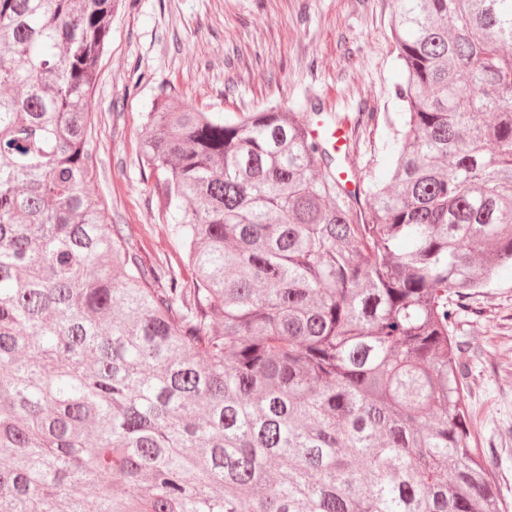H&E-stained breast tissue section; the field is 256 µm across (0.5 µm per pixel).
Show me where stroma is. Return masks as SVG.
I'll use <instances>...</instances> for the list:
<instances>
[{"label": "stroma", "mask_w": 512, "mask_h": 512, "mask_svg": "<svg viewBox=\"0 0 512 512\" xmlns=\"http://www.w3.org/2000/svg\"><path fill=\"white\" fill-rule=\"evenodd\" d=\"M394 0H134L112 20L92 91L91 191L138 253L177 265L180 249L143 168L142 114L160 90L204 112L276 103L320 110L348 129L352 166L382 171L388 116L399 110ZM453 336L466 348L478 438L512 508V272L454 297Z\"/></svg>", "instance_id": "35a3bbf8"}]
</instances>
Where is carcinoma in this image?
<instances>
[{
	"mask_svg": "<svg viewBox=\"0 0 512 512\" xmlns=\"http://www.w3.org/2000/svg\"><path fill=\"white\" fill-rule=\"evenodd\" d=\"M120 0H0V512H506L450 291L512 269V0H395L365 205L307 118L161 91L191 280L89 190Z\"/></svg>",
	"mask_w": 512,
	"mask_h": 512,
	"instance_id": "cac0c4a2",
	"label": "carcinoma"
}]
</instances>
